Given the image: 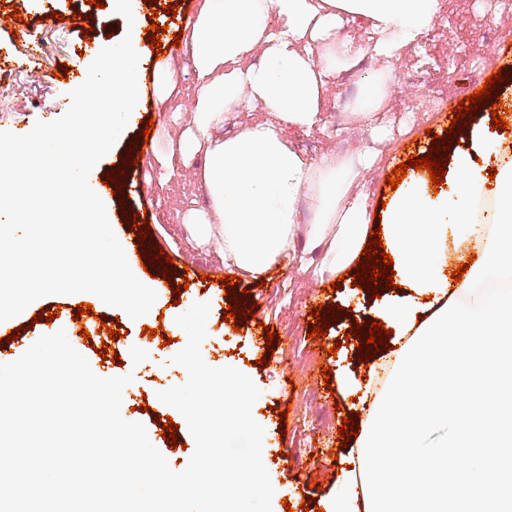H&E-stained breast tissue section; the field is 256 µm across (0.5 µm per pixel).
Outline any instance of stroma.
<instances>
[{
  "label": "stroma",
  "instance_id": "1",
  "mask_svg": "<svg viewBox=\"0 0 512 512\" xmlns=\"http://www.w3.org/2000/svg\"><path fill=\"white\" fill-rule=\"evenodd\" d=\"M103 2V7L95 8L86 0H28V8L34 14L53 10L88 16L93 43L101 49L122 39L126 31L124 22L110 8L112 0ZM83 28H61L49 21L37 26L35 38L45 42L48 49L15 67L9 77L0 78V131L29 130L36 122H50L66 112L70 89L59 85L57 75L61 66L76 58L83 65L91 64L90 56L76 54ZM491 28L500 30L498 42L483 39V32ZM457 34L461 46L472 51L479 70L473 86L481 88L496 70L495 65L489 64V57L494 56L498 44L512 43V9L499 10L495 0H468L466 17L459 20ZM172 60L177 65L173 81L162 82L158 74L149 71L143 76L149 93L139 97L138 108L155 123L153 149L128 169L137 190L125 192L120 200L109 202L108 207L115 217L112 229L119 238L125 237L128 230L126 213L145 214L150 237L159 250L173 259L178 270L173 281L180 284V270L187 266L215 279L227 275L228 270L223 255L194 238L191 231L206 206L198 187L179 176L166 174L168 168L182 165L177 136L185 129L187 114L197 99L198 81L189 33H182L181 48ZM381 124L388 132V140L377 168L363 188L369 213L367 222L373 226L383 211L382 203L389 190L386 178L393 170L394 158H408V144L430 143L432 135H444L446 128L439 111L416 113L407 126L401 123L399 113L389 112ZM337 280L342 283L338 289L333 286ZM352 282V277L341 279L329 272L315 279L299 272L296 266L281 263L269 268L264 283L242 279L241 287L247 288L251 302L257 306V318L281 339L270 365L264 367L259 366L258 360L263 356L265 340L255 325L236 331L223 321L228 298L217 285L182 288L176 297L169 293L158 295L150 311L134 321L121 316L119 309L99 304L97 296L91 293L43 297L12 318L13 328L19 329L21 335L0 355L10 362L18 359L41 336L68 327L67 317L76 305H95L98 314L122 333L121 338L112 342L121 362L116 365L101 360L88 345L80 347V354L98 376L132 375V382L122 391V417L142 423L149 441L167 459L171 469L181 471L195 451V440L184 416L161 402L158 394L185 383L188 377L186 370L172 361L188 340L176 322L177 316L194 303H209L207 336L201 344L204 362L213 368H236L260 390L252 415L264 429L262 461L274 489L272 512H301L300 504L306 497L316 500L320 512H352V494L332 462L346 458L347 451L337 439V430L345 416L361 409L356 398L367 382L366 368L356 361L355 346L340 347L336 341L343 338L352 320H381L384 309L403 297L402 290L391 289L373 299L366 290L353 287ZM329 302L347 309L348 314L330 324L324 343L319 344L307 337V329L314 323L309 312L314 306ZM45 308L55 310L52 322L38 320V313ZM147 327L163 328L170 344H162L158 339L146 342L143 330ZM333 346L338 349L334 355L329 352ZM324 365L332 371L327 380L320 373ZM159 415L171 417L177 424L182 448H171L163 439L162 427L155 421ZM312 479L317 482L313 489L308 486Z\"/></svg>",
  "mask_w": 512,
  "mask_h": 512
}]
</instances>
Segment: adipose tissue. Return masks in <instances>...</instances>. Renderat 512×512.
<instances>
[{
	"label": "adipose tissue",
	"mask_w": 512,
	"mask_h": 512,
	"mask_svg": "<svg viewBox=\"0 0 512 512\" xmlns=\"http://www.w3.org/2000/svg\"><path fill=\"white\" fill-rule=\"evenodd\" d=\"M441 10V0H205L192 31L199 104L180 148L204 154L202 168L188 176L201 183L210 215L192 231L223 254L225 267L253 279L282 261L304 270L306 251L317 248L323 255L316 273L356 262L370 240L366 202L356 188L387 138L375 114L384 107L392 63L437 23ZM273 15L280 25L270 23ZM356 18L367 22L370 41L336 43V32ZM256 51L262 60L250 63ZM364 54L377 63L362 83L365 104L357 112L368 146L350 163L332 151L310 159L293 150L287 129L323 128L324 88ZM233 100L260 103L271 121L215 138ZM494 195L470 155L458 151L449 192L433 197L414 181L392 199L383 243L407 297L385 313L391 336L383 359L396 358L418 317H431L447 302L449 262L483 254L488 234L472 231L475 204ZM303 202L317 217L307 227L300 223Z\"/></svg>",
	"instance_id": "obj_1"
}]
</instances>
